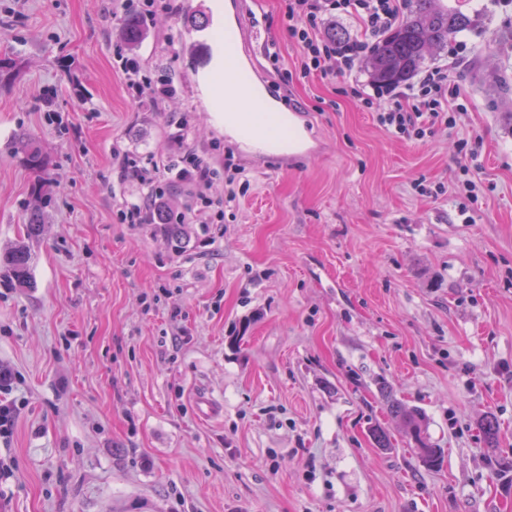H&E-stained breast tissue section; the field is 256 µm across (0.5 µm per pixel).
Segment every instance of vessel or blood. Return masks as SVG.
Listing matches in <instances>:
<instances>
[{
    "mask_svg": "<svg viewBox=\"0 0 512 512\" xmlns=\"http://www.w3.org/2000/svg\"><path fill=\"white\" fill-rule=\"evenodd\" d=\"M195 16L185 13L184 24L192 36L184 52L195 73L204 74L215 111L236 113L242 107L253 112H276L288 119L289 136L284 144L296 155L315 152V143L306 140L305 127L296 109L270 93L260 92L263 78L245 60L249 45L261 35L259 28L244 29L238 0H225L224 21L214 25L208 37H195Z\"/></svg>",
    "mask_w": 512,
    "mask_h": 512,
    "instance_id": "obj_1",
    "label": "vessel or blood"
}]
</instances>
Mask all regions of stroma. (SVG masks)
I'll return each instance as SVG.
<instances>
[{
    "instance_id": "1",
    "label": "stroma",
    "mask_w": 512,
    "mask_h": 512,
    "mask_svg": "<svg viewBox=\"0 0 512 512\" xmlns=\"http://www.w3.org/2000/svg\"><path fill=\"white\" fill-rule=\"evenodd\" d=\"M203 4L224 11L162 0L143 27L141 73L176 86L145 109L114 57L113 0H0V258L32 254L31 287L0 282V367L21 405L0 512H512V92L488 80L512 76V5L465 0L480 22L428 58L463 61L455 129L399 140L312 76L291 90L317 152L294 160L225 137L182 55L183 15ZM283 11L241 0L291 68ZM181 116L249 189L176 248L124 221L134 185L112 145L173 154ZM465 136L483 142L477 202L415 194L458 176ZM21 137L42 171L14 154ZM200 393L217 419L199 418ZM393 398L424 412L438 466Z\"/></svg>"
}]
</instances>
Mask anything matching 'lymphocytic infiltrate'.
<instances>
[{
    "label": "lymphocytic infiltrate",
    "mask_w": 512,
    "mask_h": 512,
    "mask_svg": "<svg viewBox=\"0 0 512 512\" xmlns=\"http://www.w3.org/2000/svg\"><path fill=\"white\" fill-rule=\"evenodd\" d=\"M284 17L288 34L298 48L295 69L280 67L275 43H268L266 56L276 65L281 84L293 75L313 74L338 81L343 94L355 98L362 107L373 112L377 124L392 136L406 141H422L434 134L436 127L455 128L454 113L459 106L461 89L457 62L436 63L412 82L392 88L366 89L359 74L374 46L407 11L408 0H284ZM345 17L357 26V33L345 47H338L328 34L333 19ZM120 68L132 98L139 104L155 105L175 93L174 81L164 76L149 80L139 75L134 60L123 59ZM179 147L174 158L160 163L129 162V176L138 188L137 194L125 200L124 215L132 224L149 223L154 213L167 212L175 224H219L224 220V204L235 201V193L226 198L215 197L213 184L218 172L235 181L240 170L232 157H225L223 170H216L208 153L189 147L184 135H177ZM185 184L190 198L181 209L172 210L165 185Z\"/></svg>",
    "instance_id": "f902f5d3"
}]
</instances>
